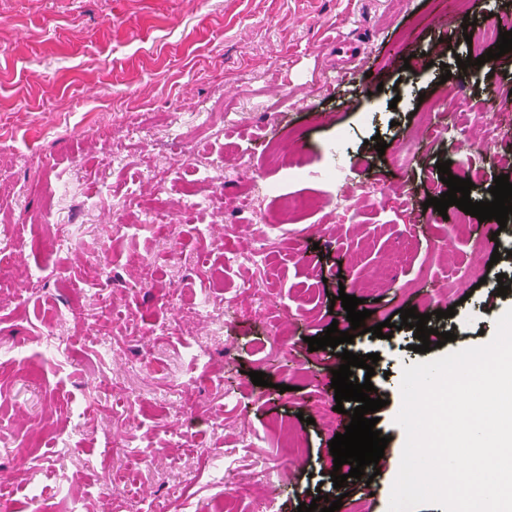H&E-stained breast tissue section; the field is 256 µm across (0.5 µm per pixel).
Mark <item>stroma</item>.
<instances>
[{"mask_svg":"<svg viewBox=\"0 0 512 512\" xmlns=\"http://www.w3.org/2000/svg\"><path fill=\"white\" fill-rule=\"evenodd\" d=\"M438 0H0V225L41 239L61 224L84 229V250L48 247L15 253V292L0 300V494L13 512H32L27 474L18 449L45 461L38 477L44 497L67 512L76 491H93L101 474L122 473L131 491L179 512L171 492L189 473L202 472L204 449L232 454L226 486L275 457L277 442L268 430L286 417L304 445L283 480L258 486L257 498H272L276 512H297L317 494L343 505L360 501L362 512H386L403 446L395 423L401 407L404 367L488 343L496 319L512 307V292L496 293L498 275L512 280V255L492 262L483 247L485 225L472 222L452 245L454 258L434 245L427 225L414 223L421 200L384 207L365 204L353 223L326 232L328 212L300 216L285 229L266 228L272 263H227L232 250H245L230 234L246 223L252 209L274 211L266 197H247L243 187L258 180L280 183L287 192L334 197L327 177L336 165L334 149L358 158L356 179H382L409 188L424 187L445 161L444 145L421 144L407 166L391 157L415 127L425 106L442 99V75L462 91V109H481L488 92L512 90V55L481 66L458 68L463 28L488 23L490 15L512 10V0H471L468 15L452 26L432 27L425 17ZM412 41L407 58L388 60L403 32ZM445 40L443 59L426 51ZM376 80H369V72ZM236 140L239 154L224 152L223 140ZM191 142H184V133ZM386 141L377 153L373 136ZM297 149L309 175L289 180L269 165L273 142ZM193 150L224 177L222 195L186 169L172 172L170 199L193 191L195 206L181 207L175 236L150 232L114 236L112 226L130 194L153 193V170L170 166L176 151ZM51 223H43L44 215ZM208 225V239L197 235ZM149 258L159 277L186 293L213 291L224 319L180 331L162 330L178 307L161 305L139 275ZM47 264L59 275L41 293L27 290L28 269ZM392 275L389 290L364 297L370 310L368 333L355 336L356 354H379L370 378L386 402L377 427L390 441L372 483L347 481L334 489L328 443L344 432V402L336 412L331 371L335 349L313 351L307 340L337 324L347 330L346 312L333 304L339 292L359 295L361 281L379 266ZM99 276L117 302L104 321L125 339V360L107 362L89 329L63 325L75 351L67 363L44 355L35 341L72 289ZM448 291H439V284ZM312 289L310 299L300 289ZM239 296L228 308L225 298ZM361 295V294H360ZM428 299L430 310L454 308V316L429 320L455 340L425 353L412 351L414 329L400 327L402 309ZM397 324L392 338L371 328ZM279 346L267 356L266 344ZM211 352L213 374L195 384L200 368L190 352ZM264 372L267 386L251 381ZM185 383L198 407L184 422L182 398L170 391ZM287 392H280V385ZM144 400L127 415L129 396ZM131 433L147 453L134 463L100 448L95 435L111 427ZM187 427L179 450L170 441ZM66 430L74 452L57 455L52 437ZM73 472L59 485L57 470Z\"/></svg>","mask_w":512,"mask_h":512,"instance_id":"1","label":"stroma"}]
</instances>
